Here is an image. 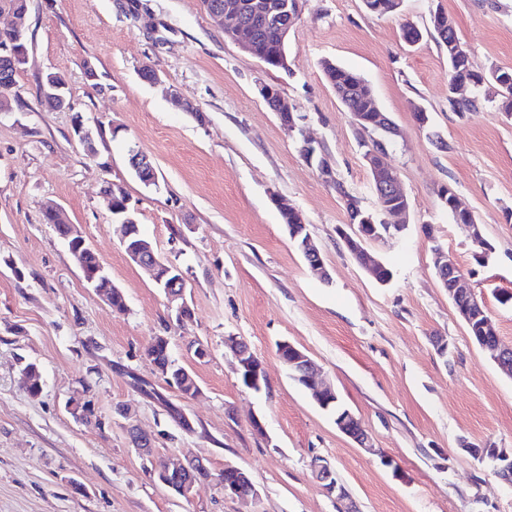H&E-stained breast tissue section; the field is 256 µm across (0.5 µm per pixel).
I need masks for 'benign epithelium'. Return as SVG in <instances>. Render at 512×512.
I'll use <instances>...</instances> for the list:
<instances>
[{
  "instance_id": "obj_1",
  "label": "benign epithelium",
  "mask_w": 512,
  "mask_h": 512,
  "mask_svg": "<svg viewBox=\"0 0 512 512\" xmlns=\"http://www.w3.org/2000/svg\"><path fill=\"white\" fill-rule=\"evenodd\" d=\"M260 6L255 0H222L211 10L210 15L222 23L230 20L231 25L225 28L226 33L240 43L249 53L257 54L256 44L252 41L249 28L245 24L246 16L259 13ZM282 126L293 132L297 123L293 117V107L284 97L279 100L276 110ZM354 124L371 132H377L380 137L374 139L365 154V161L372 173L375 193L379 198L378 211L373 213L356 214V219L349 222V230H341L340 236L349 252L361 256V266L374 278H379L383 263L376 259L366 249L370 242L383 238L377 231V225L387 223L389 216H402L408 209L406 196L400 189L397 170L383 159L386 152L384 138L398 135L394 124L386 113L373 112L352 113ZM128 164L131 170L146 183L157 182L156 172L149 158L143 153L129 154ZM296 223L286 225L289 236L304 254L309 267L324 279L328 273L323 265L319 249L313 243L308 232L307 222L301 211H295ZM63 238L69 251L77 262L83 266L82 251L87 247L82 236L76 234L71 225H60ZM128 257L134 263L152 273L153 280L162 290L169 302L174 305V311L179 319H186L190 307L185 298V280L181 271L173 264L160 258L153 244L146 240L126 246ZM434 269L436 276L443 284H448V278H453V288L450 297L464 323L472 325L480 323L486 331L491 330L490 319L482 301L467 286L463 272L455 258L441 247L434 249ZM481 347L491 353L493 362L507 375L512 377V348L505 347L496 336L480 337ZM224 346L237 362V369L246 386L259 390L267 382L263 362L251 350L246 340L239 336L230 335L224 338ZM279 357L288 364L292 372L307 386L311 397L323 410L335 407L334 422L337 429L350 437L366 452L382 455L380 449L373 447L369 434L360 419L340 400L334 387L326 381L317 364L303 350L288 341H281L277 347ZM126 432L139 455L146 457L153 454L154 445L151 436L143 433L136 425L126 424ZM483 461L490 460L496 476L505 484L512 485V452L506 449H495L494 453L485 457L478 456ZM312 472L326 494L336 500L338 512H358L350 494L336 478L327 460L316 458L311 462ZM213 478L210 469L200 459H189L176 466H167L157 474V480L175 494L187 498L194 486L203 481L200 473ZM218 480L224 488V494L239 500L244 504L259 499V491L247 471L234 465H225Z\"/></svg>"
}]
</instances>
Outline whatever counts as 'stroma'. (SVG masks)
I'll use <instances>...</instances> for the list:
<instances>
[{"label": "stroma", "instance_id": "1", "mask_svg": "<svg viewBox=\"0 0 512 512\" xmlns=\"http://www.w3.org/2000/svg\"><path fill=\"white\" fill-rule=\"evenodd\" d=\"M452 20L471 69L512 70V0H403L378 15L363 0H306L288 36V67L267 69L216 25L201 0H28L21 101L0 112V512H242L217 476L246 470L253 512H336L312 473L331 465L359 512H512V488L460 441L512 448V377L468 335L434 271L452 252L500 338L512 345V118L495 85L473 89L478 112L448 107V50L430 19ZM423 32L409 45L404 24ZM330 60L357 72L400 130L387 146L409 203L408 223L370 251L392 270L370 277L338 229L349 222L336 183L374 209L357 128L326 81ZM159 84L139 77L143 64ZM64 76L68 108L41 105L46 73ZM277 85L301 121L284 129L259 94ZM197 106L173 105L171 93ZM424 110L427 126L415 119ZM82 117L96 152L73 131ZM314 161L300 153L303 138ZM152 160L140 182L129 148ZM331 176H323L321 164ZM124 187L141 234L176 265L192 310L179 322L148 272L129 260L100 195ZM452 188L491 245L487 258L440 192ZM299 209L320 249L319 280L289 238L273 197ZM62 208L125 295L118 314L87 284L67 243L42 220ZM244 338L267 386L247 388L224 346ZM169 340L200 388L185 399L144 351ZM448 344L436 351V339ZM289 341L320 365L380 455L341 433L280 360ZM206 357H197L194 344ZM37 365L30 394L22 366ZM97 423L77 420L71 399ZM155 440V459H201L213 474L190 497L160 484L131 446L115 406ZM262 431H255L253 420Z\"/></svg>", "mask_w": 512, "mask_h": 512}]
</instances>
